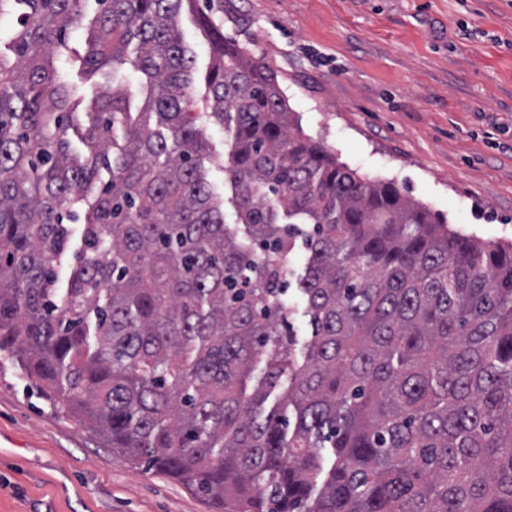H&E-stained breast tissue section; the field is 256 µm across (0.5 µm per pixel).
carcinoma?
Segmentation results:
<instances>
[{
	"instance_id": "carcinoma-1",
	"label": "carcinoma",
	"mask_w": 512,
	"mask_h": 512,
	"mask_svg": "<svg viewBox=\"0 0 512 512\" xmlns=\"http://www.w3.org/2000/svg\"><path fill=\"white\" fill-rule=\"evenodd\" d=\"M84 2L0 0L4 358L224 512H512V244L449 230L305 137L274 71L224 38V0L202 18L206 114L177 27L196 0ZM82 21L106 83L81 121L57 60ZM133 42L136 114L117 81ZM204 116L233 126L242 237L203 170Z\"/></svg>"
}]
</instances>
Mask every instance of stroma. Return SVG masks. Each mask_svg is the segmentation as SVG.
<instances>
[{
  "label": "stroma",
  "mask_w": 512,
  "mask_h": 512,
  "mask_svg": "<svg viewBox=\"0 0 512 512\" xmlns=\"http://www.w3.org/2000/svg\"><path fill=\"white\" fill-rule=\"evenodd\" d=\"M203 0L178 28L205 111ZM224 35L275 72L307 136L364 178L390 180L449 229L512 243V0H224ZM63 79L91 83L85 30ZM207 178L229 198L232 133L203 119ZM0 512H217L166 474L132 467L0 363Z\"/></svg>",
  "instance_id": "35a3bbf8"
}]
</instances>
